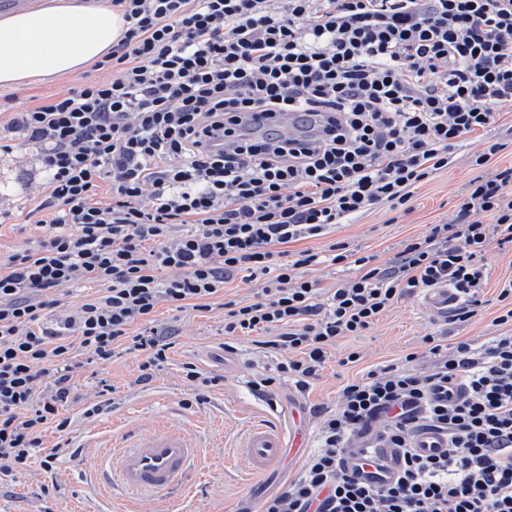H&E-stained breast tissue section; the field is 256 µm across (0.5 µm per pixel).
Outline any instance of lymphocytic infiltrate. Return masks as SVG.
Returning <instances> with one entry per match:
<instances>
[{"mask_svg":"<svg viewBox=\"0 0 512 512\" xmlns=\"http://www.w3.org/2000/svg\"><path fill=\"white\" fill-rule=\"evenodd\" d=\"M122 37L84 81L20 112L42 150L45 219L0 259V488L66 434L83 362L142 356L149 382L173 335L159 305L206 310L234 276L258 282L224 304V349L251 336L279 357L251 380L307 391L337 339L361 336L400 298L445 284L450 323L481 313L484 254L512 245V166L473 180L456 213L375 263L342 243L305 241L387 206L408 213L471 134L484 167L512 107V0H111ZM336 114L325 135L282 139L250 114ZM107 200H99L100 191ZM329 263L356 277L320 287ZM87 291L61 311L64 287ZM493 319L497 336L447 345L427 334L403 363L347 381L318 421V446L261 512H512V277ZM430 359L428 370L415 362ZM459 385L457 397L444 395ZM378 441L403 451L397 479L359 483L344 448L375 419ZM448 435L445 453L413 446L416 429Z\"/></svg>","mask_w":512,"mask_h":512,"instance_id":"obj_1","label":"lymphocytic infiltrate"}]
</instances>
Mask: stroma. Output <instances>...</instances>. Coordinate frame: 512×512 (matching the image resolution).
<instances>
[{
  "instance_id": "obj_1",
  "label": "stroma",
  "mask_w": 512,
  "mask_h": 512,
  "mask_svg": "<svg viewBox=\"0 0 512 512\" xmlns=\"http://www.w3.org/2000/svg\"><path fill=\"white\" fill-rule=\"evenodd\" d=\"M96 76L88 66L73 74L0 87V137L12 146L10 153L0 155V213L22 214L32 222L41 217L38 206L44 175L34 146L23 131L12 126L17 113L37 104L40 98ZM496 134L504 139L506 147L489 167L469 166L466 156H459L418 189L409 214L397 218L382 206L340 226L334 239L359 253L375 255L377 263H390L406 238L425 233L430 225L447 222L472 179L512 166V112L502 114ZM487 262L486 303L473 322L444 323L425 306L422 294H414L395 303L365 335L340 340L320 378L307 392L296 391L292 383L285 382L270 400L254 394L249 382L268 372L276 358L257 349L248 337L237 341L236 352H225L223 306L181 312L160 306L159 325L176 334V345L167 363L146 385L139 381L141 359L134 355L124 354L104 365H84L75 376L77 400L68 410L72 424L67 450L51 467L37 461L19 474L10 489L0 492V512H114L113 501L121 497L122 491L113 489L108 497L100 493L97 457L121 434L151 433L162 420L192 430L201 445V471L193 475L191 490L185 496L173 499L157 494L137 499L126 512H238L247 486L252 489L253 504H260L278 493L304 461L292 459L275 473L246 479L233 457L247 430L269 420L289 427L291 412L298 405L305 412L309 430H316V408L336 409L337 393L353 375L351 369L339 364L350 351L359 352L367 367L400 362L417 346L421 336L431 332L443 334L449 343L469 339L479 344L497 335L499 329L492 320L498 287L503 279L512 276V250L489 246ZM187 363L196 365L205 375L220 378L217 385L207 388L203 404L193 402V388L183 372ZM105 383L112 387L109 410L84 418V405L96 401Z\"/></svg>"
}]
</instances>
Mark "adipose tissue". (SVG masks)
Wrapping results in <instances>:
<instances>
[{
    "instance_id": "1",
    "label": "adipose tissue",
    "mask_w": 512,
    "mask_h": 512,
    "mask_svg": "<svg viewBox=\"0 0 512 512\" xmlns=\"http://www.w3.org/2000/svg\"><path fill=\"white\" fill-rule=\"evenodd\" d=\"M124 20L106 0H51L0 16V85L19 86L81 70L111 51Z\"/></svg>"
}]
</instances>
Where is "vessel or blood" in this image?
<instances>
[{
    "mask_svg": "<svg viewBox=\"0 0 512 512\" xmlns=\"http://www.w3.org/2000/svg\"><path fill=\"white\" fill-rule=\"evenodd\" d=\"M255 120L272 123L282 136L291 139L300 133L297 115L293 112H276L269 116L259 113ZM423 300L429 309L445 314L456 304L457 297L451 288L441 285L428 289ZM375 435V430H367L365 439L346 448L344 465L359 482L381 487L397 477L402 453L397 448L379 447ZM305 445L304 425H297L286 436L276 424L262 423L248 430L234 461L246 476L263 475L280 468L287 447ZM118 446L119 453H112L108 448L100 453L104 490L117 485L131 497L189 492V477L195 470L200 445L184 430L162 425L148 437H129L120 440ZM415 447L421 454L438 455L447 449L448 437L435 429L423 428L416 434Z\"/></svg>",
    "mask_w": 512,
    "mask_h": 512,
    "instance_id": "vessel-or-blood-1",
    "label": "vessel or blood"
}]
</instances>
